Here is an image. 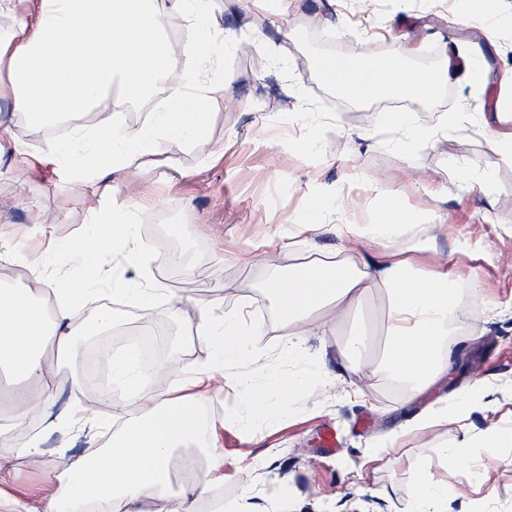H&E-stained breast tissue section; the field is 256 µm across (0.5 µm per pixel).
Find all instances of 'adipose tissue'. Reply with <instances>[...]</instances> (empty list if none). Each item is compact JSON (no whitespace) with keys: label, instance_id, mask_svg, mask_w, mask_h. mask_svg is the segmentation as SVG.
I'll return each instance as SVG.
<instances>
[{"label":"adipose tissue","instance_id":"ef3b65f1","mask_svg":"<svg viewBox=\"0 0 512 512\" xmlns=\"http://www.w3.org/2000/svg\"><path fill=\"white\" fill-rule=\"evenodd\" d=\"M153 0H38L34 21L20 20L17 30L0 41V84H7L13 109L38 125L86 111L111 86L121 81L126 99L161 96L164 108L142 128L124 132L107 123L91 133L75 131L50 146L51 159L75 172L93 169L104 192L137 169L165 136L197 140L210 101L226 97L224 84H209L194 67L180 65L164 38ZM324 76L337 88H349L358 101L416 95L432 97L437 85L456 71L405 69L356 54L331 57L322 63ZM410 245L393 249L392 224H341L337 231L353 246H377V260H316L296 267L270 286L280 319L303 331L325 325V312L360 302L380 286L387 290L386 371L413 382L421 391L447 378L451 354L444 345L448 324L456 314L457 290L448 274L423 270L418 262L433 240V225H411ZM136 227L112 223L100 213L85 234L66 242L65 250L93 262L103 250L131 258ZM96 293L88 280L73 278L56 285L52 299L31 290L0 286V371L38 390L44 404L55 396L47 347L71 354L88 335L112 325L109 311H98L84 326L75 320L85 301ZM198 327L212 340V359L200 374L182 379L176 395L160 402L145 400L136 412L113 418L116 435L108 450L96 457H72L61 470L49 472L39 491L18 485V462L36 461L40 451L27 434V413L14 406L11 425L0 426V512H196L224 480V455L209 448L211 427L202 418V389L220 370L228 386L245 398L253 417L275 418L285 396L310 383L304 373L267 372L264 383L238 368L251 358L246 313L217 314L215 305L192 302ZM479 385L438 398L414 422L422 429L433 422H465L481 407ZM205 448L208 471L169 493L172 461L178 448Z\"/></svg>","mask_w":512,"mask_h":512}]
</instances>
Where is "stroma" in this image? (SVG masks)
<instances>
[{"instance_id": "stroma-1", "label": "stroma", "mask_w": 512, "mask_h": 512, "mask_svg": "<svg viewBox=\"0 0 512 512\" xmlns=\"http://www.w3.org/2000/svg\"><path fill=\"white\" fill-rule=\"evenodd\" d=\"M208 7L230 33L229 40L212 44L206 64L210 80L228 85V100L209 105L200 140L159 138L148 163L114 192L102 193L93 174L78 177L48 160V146L74 127L94 128L111 118L120 129L137 130L153 119L156 99L130 102L115 91L86 112L37 128L13 112L9 98H0V243L24 255L0 263V284L44 292L49 281L83 275L78 257L61 250L60 242L83 234L98 212L133 222L136 261L127 264L109 252L98 256L100 294L77 321L111 311L112 330L88 344L95 351L122 349L150 331L170 338L141 367L143 398L156 395L159 372H166L162 385L169 388L178 376L209 364L211 342L196 315L171 304L185 294L223 313L248 308L249 326L259 329L251 349L269 369L324 375L286 399L278 419L253 420L246 432L236 423L243 413L239 395L214 376L204 402L224 453L225 503L249 494L267 512H406L416 484L443 474L435 447L512 426V159L490 152L482 123L483 113L494 109L499 78L512 70V0H499L495 18L466 24L456 21L457 0H291L284 32L273 23L276 0H210ZM156 8L175 56L193 59L195 35L171 0H157ZM259 15L264 25H257ZM312 16L321 33L309 32L305 21ZM244 44L251 57L239 56ZM401 45L409 47L404 62L413 68H422L425 53H436L441 67L454 49L470 47L481 50L488 70L485 88L453 79L447 104L409 98L412 123L430 131L427 140L387 125L376 101L348 98L318 71L327 55L383 60ZM452 112L468 118L449 126ZM486 171L491 181L484 186ZM393 191L402 196L408 221L435 225L424 267L442 268L455 280L464 314L447 337L450 377L412 398L406 384L382 372L381 336H373L362 358L342 353L354 322L381 315L384 289H369L360 309L330 322L327 331L301 337L303 352L291 359L284 351L289 329L279 322L267 288L276 266L341 250L343 237L328 232V225L387 223L386 196ZM313 196L325 202L316 218L321 229L301 236L292 258L258 252L235 261L250 242L288 232L305 219ZM46 253L51 260L43 274H33L28 259ZM118 274L148 278L157 295L146 305L113 294ZM46 357L56 387L54 414L79 405L89 421L82 428L63 422L46 432L44 404L29 396L30 434L42 457L20 469L32 491L69 457L105 451L116 408L137 405L113 379L88 396L72 381L76 357L52 348ZM477 380L488 385L493 409L473 411L463 427L443 422L405 434L395 447H376L378 438L438 397ZM356 388L363 397L353 396ZM463 455L450 480L449 512H512V447L492 457L478 448Z\"/></svg>"}]
</instances>
